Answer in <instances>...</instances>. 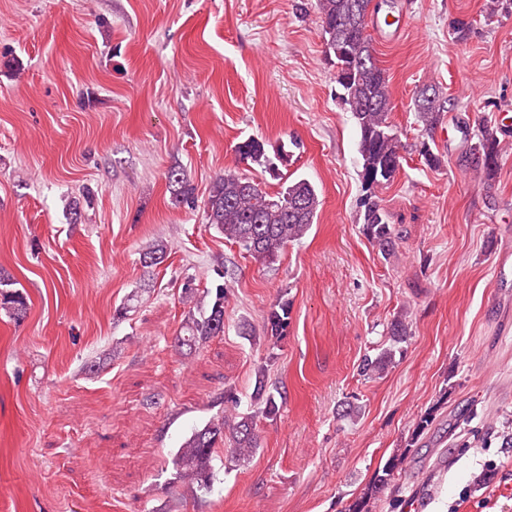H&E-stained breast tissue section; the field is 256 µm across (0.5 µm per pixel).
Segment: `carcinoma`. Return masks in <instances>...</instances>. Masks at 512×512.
<instances>
[{
    "label": "carcinoma",
    "mask_w": 512,
    "mask_h": 512,
    "mask_svg": "<svg viewBox=\"0 0 512 512\" xmlns=\"http://www.w3.org/2000/svg\"><path fill=\"white\" fill-rule=\"evenodd\" d=\"M373 0H314L327 56L336 67V84L341 100L352 114L358 133V153L361 158L359 178L363 196L361 227L365 237L384 254L393 252L396 233L378 201V192L390 186L402 166V144L391 120L393 105L389 79L376 55L367 18ZM415 112L427 137L443 119L447 98L433 87L420 89L414 101ZM498 125L486 119L476 134V141L467 143L465 156L483 174L484 180L494 179L499 163L500 138ZM236 152L242 161H251L267 169L282 181L280 190L266 191L252 178L228 169L211 182L204 200L206 223L214 226L224 239L239 245L260 262L273 265L279 261L289 244L300 240L314 223L321 204L315 186L306 178L286 177L279 165L288 161L284 147L266 153L264 143L249 138L238 144ZM171 200L175 204L194 203V188L180 169L168 172ZM167 257V246L157 242L143 253L144 263L158 265ZM14 281L0 274V309L15 323L22 322L28 313L27 298L13 288ZM227 289L216 285L212 303L207 309L188 312L176 340L178 348L193 351L213 337L224 335V302ZM290 325V302L283 299L274 304L267 315L264 336L280 342L287 336ZM390 335L400 343L409 335L407 312L402 311L390 323ZM392 351L362 361V373L371 377L382 373L391 363ZM267 366L256 371L253 391L255 410L237 411L239 399L232 389L224 390V413L194 427L173 453L172 483L189 489L198 498L209 495L217 481L214 460L219 454L241 462L249 459L259 448L256 433L257 419L278 414L280 406L275 393L265 382ZM433 413L422 415L414 424L411 447L390 457L378 470L364 492L353 500L345 512H373L376 502L385 492L402 496L405 488L397 483L398 476L409 456L412 445L429 429Z\"/></svg>",
    "instance_id": "1"
}]
</instances>
